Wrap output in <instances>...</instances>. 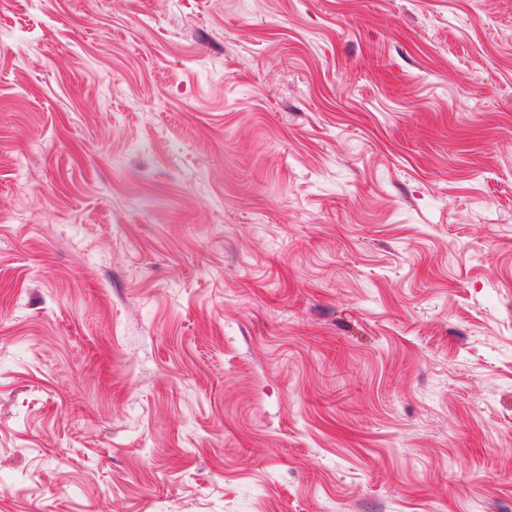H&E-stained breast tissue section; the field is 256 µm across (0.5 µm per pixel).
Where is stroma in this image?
Wrapping results in <instances>:
<instances>
[{
	"mask_svg": "<svg viewBox=\"0 0 512 512\" xmlns=\"http://www.w3.org/2000/svg\"><path fill=\"white\" fill-rule=\"evenodd\" d=\"M0 512H512V0H0Z\"/></svg>",
	"mask_w": 512,
	"mask_h": 512,
	"instance_id": "35a3bbf8",
	"label": "stroma"
}]
</instances>
